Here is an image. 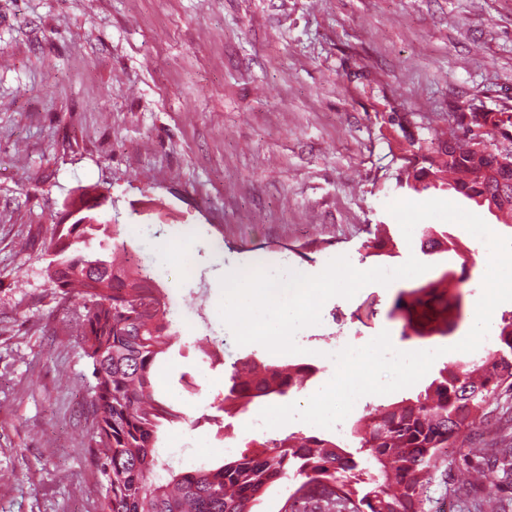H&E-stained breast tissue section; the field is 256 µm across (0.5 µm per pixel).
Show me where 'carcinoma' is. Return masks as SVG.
<instances>
[{"mask_svg":"<svg viewBox=\"0 0 512 512\" xmlns=\"http://www.w3.org/2000/svg\"><path fill=\"white\" fill-rule=\"evenodd\" d=\"M486 129L485 152L473 149L470 129ZM512 141V110L455 112L448 140L404 158L405 185L417 193L452 190L478 203L490 195L512 215V167L498 160L497 138ZM106 197L90 203L83 189L64 204L48 250L45 272L67 299L82 300L76 316L85 356L95 379L90 406L102 488L100 512H255L285 479L294 489L278 512H426L425 490L439 459L457 437L484 417L488 398L512 389V311L495 328L496 350L484 360L446 362L415 396L377 405L350 426L351 443L291 432L261 449L218 467L175 471L156 450L165 425L184 415L156 396L153 371L171 346L168 296L155 273L112 225L107 256H91L78 244L86 219L100 213ZM455 249L448 232L429 225L420 252L429 258ZM445 272L424 286L401 289L388 312L403 321L401 340L446 336L463 319L464 284ZM317 372L310 364L268 365L246 358L224 380L222 410L246 409L260 398L286 399ZM506 448H485L489 464L512 473Z\"/></svg>","mask_w":512,"mask_h":512,"instance_id":"obj_1","label":"carcinoma"}]
</instances>
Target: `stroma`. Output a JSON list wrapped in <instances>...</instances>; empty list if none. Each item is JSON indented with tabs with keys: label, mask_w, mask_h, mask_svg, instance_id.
I'll return each instance as SVG.
<instances>
[{
	"label": "stroma",
	"mask_w": 512,
	"mask_h": 512,
	"mask_svg": "<svg viewBox=\"0 0 512 512\" xmlns=\"http://www.w3.org/2000/svg\"><path fill=\"white\" fill-rule=\"evenodd\" d=\"M471 103L512 107V0H0V512H98L101 499L81 302L45 274L74 190L106 194L171 303L155 387L185 420L161 429L158 453L179 471L218 466L275 434L252 430L256 405L214 420L234 363L316 366L301 405L333 372L332 345L384 331L402 343L388 316L399 287L373 283L329 299L297 332L301 353L236 345L216 312L225 268L403 264L419 244L387 210L416 198L397 183L402 158ZM378 224L395 257L367 255ZM447 229L455 250L422 278L467 273L471 310L482 242ZM184 237V262L161 264ZM511 425L512 394H495L434 471L428 512H469L453 494L469 468L512 512V476L477 454Z\"/></svg>",
	"instance_id": "35a3bbf8"
}]
</instances>
